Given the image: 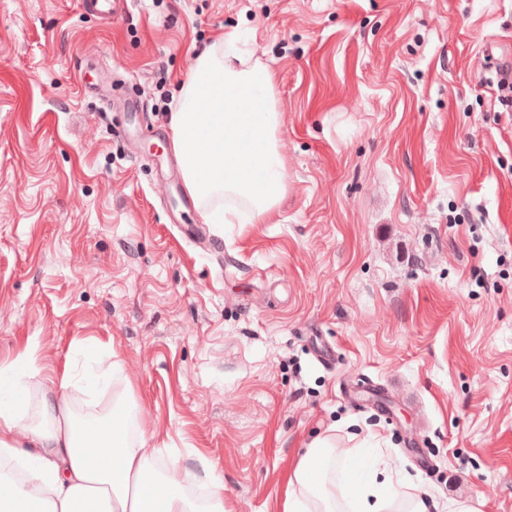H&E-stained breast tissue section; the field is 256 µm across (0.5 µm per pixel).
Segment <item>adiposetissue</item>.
I'll return each instance as SVG.
<instances>
[{
    "label": "adipose tissue",
    "mask_w": 512,
    "mask_h": 512,
    "mask_svg": "<svg viewBox=\"0 0 512 512\" xmlns=\"http://www.w3.org/2000/svg\"><path fill=\"white\" fill-rule=\"evenodd\" d=\"M233 37H217L200 53L182 84L170 137L189 194L210 205L214 224H229L238 210L221 204L230 195L260 218L277 206L284 164L277 137L281 114L271 94L273 76L248 62ZM93 369L39 370L34 348L0 362V460L26 472L0 475V512H226L224 481L199 506L185 491L187 476L163 464V451L141 426L142 410L118 355L95 342L82 345ZM43 376L37 413H30L26 376ZM113 392L108 412L78 413L72 390ZM368 440L344 444L327 432L316 436L287 472L288 512H438L410 479L367 463ZM361 459L358 482L330 479L348 459Z\"/></svg>",
    "instance_id": "obj_1"
}]
</instances>
